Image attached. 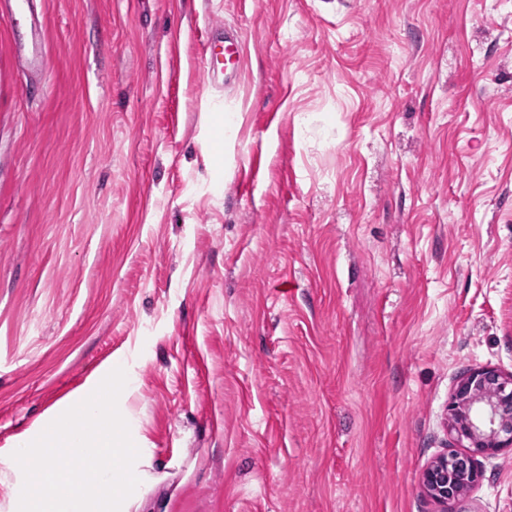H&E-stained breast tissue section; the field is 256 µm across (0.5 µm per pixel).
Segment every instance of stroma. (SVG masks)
<instances>
[{
	"label": "stroma",
	"instance_id": "stroma-1",
	"mask_svg": "<svg viewBox=\"0 0 512 512\" xmlns=\"http://www.w3.org/2000/svg\"><path fill=\"white\" fill-rule=\"evenodd\" d=\"M107 364L136 380L128 512H512V448L448 507L422 484L468 450L462 375L512 373V7L0 13V512L21 434ZM210 38V58L205 70L208 83L210 86H218L220 82L231 85L240 73L241 45L234 35L226 32L224 37L212 32Z\"/></svg>",
	"mask_w": 512,
	"mask_h": 512
}]
</instances>
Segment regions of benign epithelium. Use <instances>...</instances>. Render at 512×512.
<instances>
[{"mask_svg":"<svg viewBox=\"0 0 512 512\" xmlns=\"http://www.w3.org/2000/svg\"><path fill=\"white\" fill-rule=\"evenodd\" d=\"M448 415L450 431L469 440L472 448L446 455L423 471L425 490L445 507L480 478L476 457L512 445V374L492 367L469 370L455 389Z\"/></svg>","mask_w":512,"mask_h":512,"instance_id":"benign-epithelium-1","label":"benign epithelium"}]
</instances>
